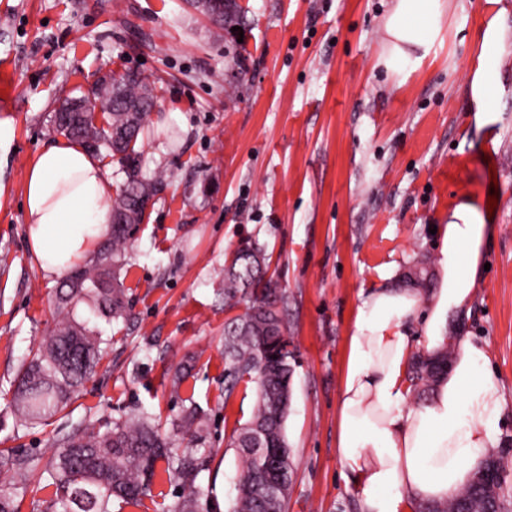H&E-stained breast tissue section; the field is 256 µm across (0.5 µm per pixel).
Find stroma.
Instances as JSON below:
<instances>
[{
	"instance_id": "35a3bbf8",
	"label": "stroma",
	"mask_w": 512,
	"mask_h": 512,
	"mask_svg": "<svg viewBox=\"0 0 512 512\" xmlns=\"http://www.w3.org/2000/svg\"><path fill=\"white\" fill-rule=\"evenodd\" d=\"M238 2L237 28L221 29L185 0H0V448L47 458L74 426L103 431L144 410L175 461L203 463L209 501L229 512L234 430L256 388L224 394V266L252 241L287 295L295 348L287 512H359L336 454L346 339L371 289L405 287L416 265L436 287L431 230L467 198L494 233L490 268L452 331L487 341L504 385L497 448L512 501V0L482 118L470 80L488 0H449L442 42L402 85L378 63L388 0ZM129 70L153 88L141 166L164 185L126 247L128 317L106 320L83 302L60 308V280L30 254L23 186L57 136L53 113L99 75ZM68 316L107 339V354L63 412L17 426L16 370ZM191 410L198 423L185 435ZM182 494L164 478L142 505L112 512H175Z\"/></svg>"
}]
</instances>
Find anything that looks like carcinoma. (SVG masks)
<instances>
[{
	"mask_svg": "<svg viewBox=\"0 0 512 512\" xmlns=\"http://www.w3.org/2000/svg\"><path fill=\"white\" fill-rule=\"evenodd\" d=\"M219 6L221 27L242 12L237 0H219ZM118 94L121 102L108 111L104 126L97 124L93 113L76 110L72 102L53 116L56 131L91 153L116 157L126 174L113 203L112 239L95 259L71 272L61 297L65 307L75 299L88 300L100 316L113 319L126 312L121 280L125 245L142 222L143 202L153 199L163 184L160 178H143L138 165L139 136L154 105L152 88L144 77L128 72L121 77ZM285 304L278 282L267 276L261 250L250 244L238 248L224 269V305L244 306L243 313L224 325V399L242 382H256L257 394L250 421L236 430L242 469L231 512H285L292 487L294 467L285 423L294 352L286 336ZM102 344V338L84 324L61 323L18 372L13 391L17 420L33 425L56 415L96 372ZM450 362L446 349L430 356L413 355L408 369L413 391L433 388L448 373ZM258 439L283 449L285 459L272 477L263 475V456L255 450ZM170 459L167 441L145 414L103 433L75 428L62 435L57 454L47 461L1 448L0 466H11L17 477L0 481V512H20L19 488L35 476L47 479V486L53 488L45 512H112L114 498L139 504L151 491L157 462ZM167 471L178 475L190 491L178 512H198L203 492L194 486L196 468L188 464L176 471L169 465ZM477 494L469 484L453 500L430 504L425 512H459Z\"/></svg>",
	"mask_w": 512,
	"mask_h": 512,
	"instance_id": "1",
	"label": "carcinoma"
}]
</instances>
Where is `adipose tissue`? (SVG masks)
Returning a JSON list of instances; mask_svg holds the SVG:
<instances>
[{
  "instance_id": "adipose-tissue-1",
  "label": "adipose tissue",
  "mask_w": 512,
  "mask_h": 512,
  "mask_svg": "<svg viewBox=\"0 0 512 512\" xmlns=\"http://www.w3.org/2000/svg\"><path fill=\"white\" fill-rule=\"evenodd\" d=\"M448 27V0H391L378 61L406 82ZM481 65L471 80L480 105L500 80L506 52L500 16L477 44ZM114 183L98 158L67 138L44 146L25 173L24 216L31 253L56 279L88 258L112 221ZM440 286L370 291L346 343L337 403L336 450L359 492L360 512H405L452 499L498 441L506 399L488 343L449 329L471 312L492 227L461 200L437 228ZM421 319L424 345L448 348L452 362L423 401L411 399L408 326Z\"/></svg>"
}]
</instances>
